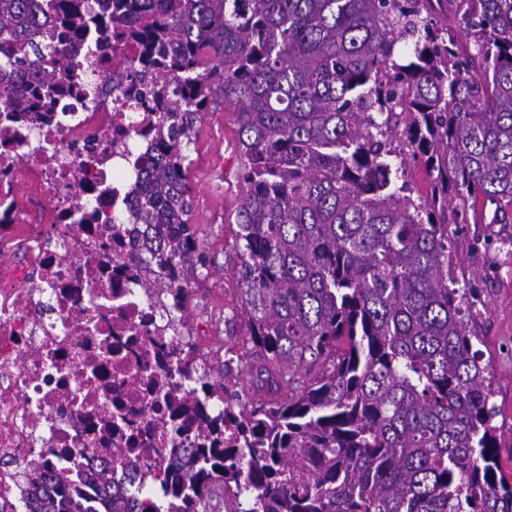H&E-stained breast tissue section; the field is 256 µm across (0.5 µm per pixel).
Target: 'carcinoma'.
<instances>
[{
	"label": "carcinoma",
	"instance_id": "carcinoma-1",
	"mask_svg": "<svg viewBox=\"0 0 512 512\" xmlns=\"http://www.w3.org/2000/svg\"><path fill=\"white\" fill-rule=\"evenodd\" d=\"M135 44L156 115L126 221L145 287L207 267L190 223L189 147L232 109L250 380L224 428L171 462L180 512H512L495 405L452 274L448 224L512 211V0H0V108L37 112L86 30ZM410 40L403 57L398 42ZM432 177L407 195L406 159ZM40 512H88L34 462ZM120 492L97 512H135Z\"/></svg>",
	"mask_w": 512,
	"mask_h": 512
}]
</instances>
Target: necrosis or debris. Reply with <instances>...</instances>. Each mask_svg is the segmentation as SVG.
I'll use <instances>...</instances> for the list:
<instances>
[{
  "instance_id": "1",
  "label": "necrosis or debris",
  "mask_w": 512,
  "mask_h": 512,
  "mask_svg": "<svg viewBox=\"0 0 512 512\" xmlns=\"http://www.w3.org/2000/svg\"><path fill=\"white\" fill-rule=\"evenodd\" d=\"M90 54L113 74L118 62L88 32L45 120L0 113V257L24 253L20 268L0 264V512H38L21 483L35 459L87 505L109 479L147 503L142 472L202 444L198 427L170 430L172 412H224L221 391H199L200 337L169 323L190 283L154 295L131 259L125 217L146 114L115 102L108 84L96 101L79 94Z\"/></svg>"
}]
</instances>
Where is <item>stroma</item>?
Instances as JSON below:
<instances>
[{"label": "stroma", "instance_id": "35a3bbf8", "mask_svg": "<svg viewBox=\"0 0 512 512\" xmlns=\"http://www.w3.org/2000/svg\"><path fill=\"white\" fill-rule=\"evenodd\" d=\"M193 188L192 222L210 263L192 282L186 318L198 323L214 352L211 375L228 386L247 380L243 362L225 363L227 346L242 343L244 329L225 324V316L241 301L237 269L235 208L241 194V158L232 113H206L190 152ZM455 273L475 294V343L490 365L491 401L498 415L500 464L512 478V221L505 224L467 222L448 227Z\"/></svg>", "mask_w": 512, "mask_h": 512}]
</instances>
